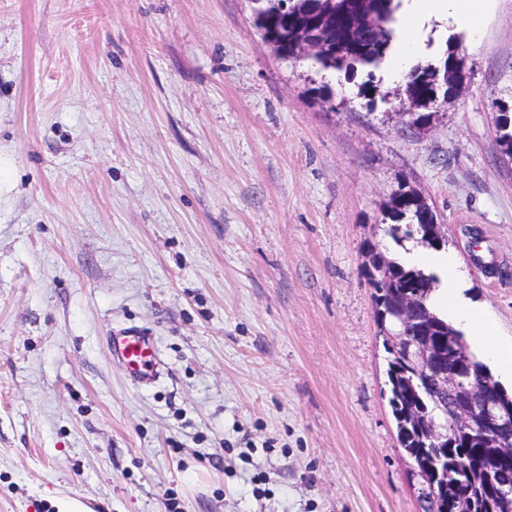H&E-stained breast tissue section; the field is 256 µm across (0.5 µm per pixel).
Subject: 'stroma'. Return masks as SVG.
<instances>
[{
  "instance_id": "1",
  "label": "stroma",
  "mask_w": 512,
  "mask_h": 512,
  "mask_svg": "<svg viewBox=\"0 0 512 512\" xmlns=\"http://www.w3.org/2000/svg\"><path fill=\"white\" fill-rule=\"evenodd\" d=\"M416 41L350 77L278 56L250 0H0V512H420L367 253L421 249L389 233L408 184L512 340V0ZM448 49L462 90L402 130ZM413 73H408V81L411 82V87L406 91L411 96L423 97L430 91V85H433V79L436 76V70H412ZM407 74V75H408ZM112 354L124 364L132 380L147 381L157 374L158 359L153 336L128 328L110 336Z\"/></svg>"
}]
</instances>
